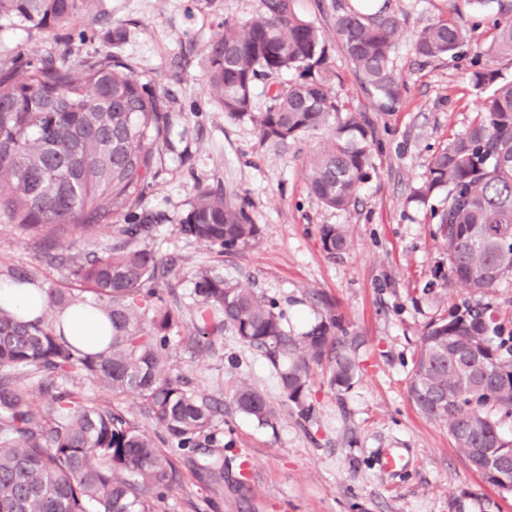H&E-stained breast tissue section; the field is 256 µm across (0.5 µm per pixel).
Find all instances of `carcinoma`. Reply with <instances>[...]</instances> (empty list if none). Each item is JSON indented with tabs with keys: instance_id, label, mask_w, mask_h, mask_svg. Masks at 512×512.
<instances>
[{
	"instance_id": "cac0c4a2",
	"label": "carcinoma",
	"mask_w": 512,
	"mask_h": 512,
	"mask_svg": "<svg viewBox=\"0 0 512 512\" xmlns=\"http://www.w3.org/2000/svg\"><path fill=\"white\" fill-rule=\"evenodd\" d=\"M294 0H260L254 18L224 20V32L206 48L208 90L227 119L249 120L266 141L284 143L335 126L331 143L312 156L307 187L325 206L347 210L372 169V130L366 116L345 107L333 91L336 77L324 32L300 16ZM496 34L483 55L512 59V0H495ZM87 0H0V31L17 26L52 34L68 26ZM332 29L346 59L381 102L395 108L401 87L392 53L401 36L397 14L382 4L364 13L333 4ZM469 34L451 18L427 25L414 44L426 60L457 61ZM475 88L489 91L469 127L432 160L414 199L427 202L447 190L442 209L448 281L476 293L512 276V80L478 65ZM263 84L265 108L254 106ZM163 96L109 52L78 64L67 55L19 68L0 59V212L39 235L71 287L40 286L44 312L23 320L0 309V512H155L180 483L179 458L212 483H224V429L218 407L167 367L179 319L159 288L169 269L134 246L158 217L132 211L152 178L153 159L167 143ZM125 216L128 244L88 257L71 252L76 237ZM184 236L226 252L254 245L261 235L244 199L204 187L176 225ZM322 248L350 246L347 231L325 224ZM7 280L37 284L31 270ZM92 295L90 303L85 294ZM107 314L112 333L101 351L64 335L59 317L87 304ZM194 336L199 356L229 330L245 345L266 350L280 389L300 415L307 405L310 368L329 364L327 383L342 391L358 377V337L345 336L326 307L293 336L275 304L210 269L196 275ZM112 401L96 403L81 383ZM139 396L156 434L117 403ZM424 416L443 422L454 447L491 485L512 492V441L501 423L512 417V330L490 306L462 301L429 323L408 383ZM237 409L261 425L275 409L249 383L232 396Z\"/></svg>"
}]
</instances>
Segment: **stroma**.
Segmentation results:
<instances>
[{
    "label": "stroma",
    "instance_id": "35a3bbf8",
    "mask_svg": "<svg viewBox=\"0 0 512 512\" xmlns=\"http://www.w3.org/2000/svg\"><path fill=\"white\" fill-rule=\"evenodd\" d=\"M259 6V0H89L56 35L25 27L0 32V58H15L18 65L64 51L78 63L104 47L167 96L168 144L136 206L160 220L140 245L174 266L163 283L180 318L169 347L171 372L223 401L220 426L229 447L223 491L185 466L180 490L156 512H195L215 496L219 512H453L460 496L467 512H512V494L472 470L446 425L419 413L407 393L425 326L470 296L448 283L437 216L445 191L425 203L410 196L433 157L466 130L484 100L470 80L469 61L425 62L413 43L426 25L447 16L473 23L472 48L481 50L494 36L496 4L490 0L478 10L468 0H392L403 28L394 69L405 90L391 111L365 88L340 48H331L334 91L367 116L376 139L374 168L346 211L325 207L309 194L305 179L308 160L331 139V129L276 144L263 140L250 121L227 120L209 95L207 44L225 19L246 22ZM116 29L123 33L117 44ZM208 185L247 199L250 217L261 227L254 247L225 253L176 232ZM325 224L346 227L347 251L331 256L323 250ZM15 267L55 282L66 276L38 235L0 214V273ZM202 267L273 300L294 333L314 320L323 302L332 303L348 335L362 339L361 373L352 387L330 389L327 366L313 367L314 411L304 419L283 397L265 351L228 332L211 356L194 354L188 338L195 274ZM242 379L275 406L273 426L237 410L232 392ZM387 450L399 456L397 470H381L378 459ZM243 462L252 474L240 487Z\"/></svg>",
    "mask_w": 512,
    "mask_h": 512
}]
</instances>
